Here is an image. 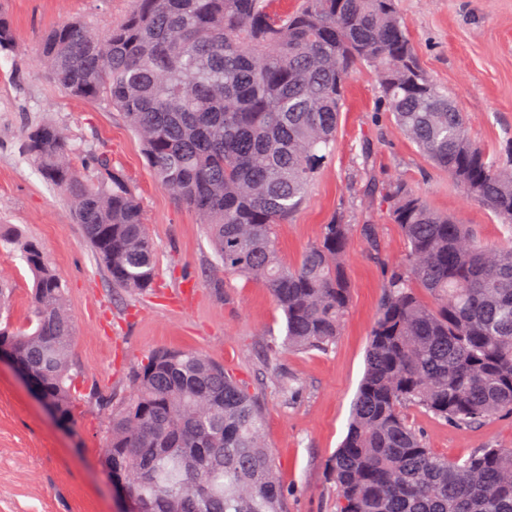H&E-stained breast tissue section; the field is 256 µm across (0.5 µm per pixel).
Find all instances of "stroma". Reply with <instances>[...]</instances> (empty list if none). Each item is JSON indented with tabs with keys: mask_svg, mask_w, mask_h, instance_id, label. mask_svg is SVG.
Returning <instances> with one entry per match:
<instances>
[{
	"mask_svg": "<svg viewBox=\"0 0 512 512\" xmlns=\"http://www.w3.org/2000/svg\"><path fill=\"white\" fill-rule=\"evenodd\" d=\"M133 5L0 0L17 42L14 53H0V232L37 242L62 279L76 327L73 369L82 382L75 419L62 426L0 364V512H123L102 464L108 402L130 395L132 369L162 348L206 355L256 397L287 512H335L328 460L346 434L386 266L407 252L387 205L366 202L369 178L400 175L433 209L472 225L488 242L500 240L501 225L420 154L380 102L375 73L361 69L347 88L331 155L305 204L277 233L282 261L293 265L324 224L344 216L352 226L351 304L327 350L284 346V316L268 288L216 269L199 216L157 182L123 119L106 102L65 94L40 61V44L55 26L82 20L104 35ZM397 9L423 68L467 115L471 139L492 153L512 140V0H397ZM43 121L107 152L134 190L156 247L159 280L151 291L112 287L65 194L45 185L24 156V130ZM366 224L376 228L379 254L366 242ZM1 277L14 288L10 320L25 326L34 277L14 245L0 244ZM285 380L298 394L283 390ZM405 414L442 456L512 447V417L456 426L415 406Z\"/></svg>",
	"mask_w": 512,
	"mask_h": 512,
	"instance_id": "stroma-1",
	"label": "stroma"
}]
</instances>
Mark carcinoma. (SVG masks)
Segmentation results:
<instances>
[{"label":"carcinoma","mask_w":512,"mask_h":512,"mask_svg":"<svg viewBox=\"0 0 512 512\" xmlns=\"http://www.w3.org/2000/svg\"><path fill=\"white\" fill-rule=\"evenodd\" d=\"M14 43L0 15V52ZM40 54L65 93L120 112L158 182L205 224L215 265L268 288L285 345L301 351L340 336L351 225L341 216L324 225L295 265L279 257L277 229L331 152L347 84L372 69L394 122L499 219L506 238L489 245L407 183L369 179L408 252L383 283L346 435L329 459L336 512H512V448L448 459L404 414L415 405L456 425L512 415V140L496 156L471 140L466 115L420 66L394 0H303L289 13L274 0H135L105 38L68 22ZM24 153L65 192L112 285L153 287L155 245L110 156L52 122L25 132ZM17 245L34 274L31 319L20 331L4 322L0 340L71 422L79 382L66 291L38 246ZM129 382L133 394L111 404L105 436L112 480L152 512H286L264 415L221 365L162 349Z\"/></svg>","instance_id":"1"}]
</instances>
